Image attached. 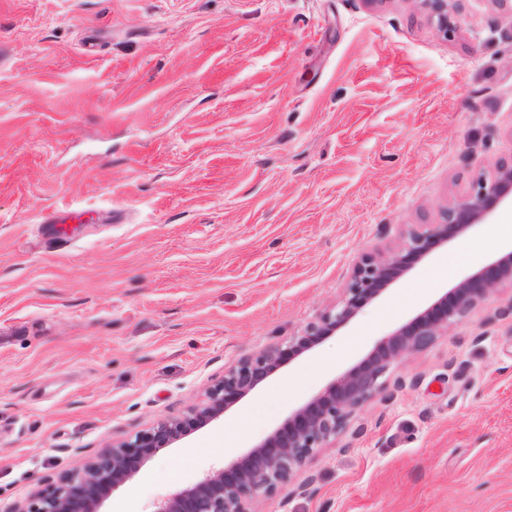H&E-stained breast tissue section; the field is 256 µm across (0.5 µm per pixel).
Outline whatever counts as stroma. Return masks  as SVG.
I'll use <instances>...</instances> for the list:
<instances>
[{
    "label": "stroma",
    "instance_id": "stroma-1",
    "mask_svg": "<svg viewBox=\"0 0 512 512\" xmlns=\"http://www.w3.org/2000/svg\"><path fill=\"white\" fill-rule=\"evenodd\" d=\"M448 19L425 0H0L1 504L187 413L338 304L364 255L445 223L512 162V12L463 0ZM59 208L77 217L55 240ZM492 229L512 236V206L219 420L132 460L102 512H155L240 460L487 268L495 251L473 243ZM511 302L500 284L393 361L253 512H512Z\"/></svg>",
    "mask_w": 512,
    "mask_h": 512
}]
</instances>
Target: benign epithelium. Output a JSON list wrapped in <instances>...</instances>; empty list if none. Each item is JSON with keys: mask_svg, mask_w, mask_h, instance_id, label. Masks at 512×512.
<instances>
[{"mask_svg": "<svg viewBox=\"0 0 512 512\" xmlns=\"http://www.w3.org/2000/svg\"><path fill=\"white\" fill-rule=\"evenodd\" d=\"M424 2L438 17L443 30H448V0ZM511 196L512 164L503 163L494 174L478 177L471 195L448 209L447 223L410 233L401 251L383 261L365 256L354 268L342 301L289 338L286 347L270 346L226 368L222 379L208 387L203 406L98 452L81 468L61 476L52 488L25 504L11 505L0 512H101L108 494L134 476L129 466L132 458L145 461L191 431L218 420L230 404L250 394L277 370L284 358L310 349L316 341L356 317L365 304L408 271V257L422 259L435 246L447 242L450 226L463 233L484 223ZM492 269L491 275L482 271L460 281L451 290L453 301H448L446 295L441 297L409 325L384 337L366 359L294 411L243 459L216 469L195 485L165 498L155 512H252L255 499L274 498L318 449L344 430L357 408L383 390L380 379L392 361L424 347L438 333L463 319L498 284L512 282V251L493 262Z\"/></svg>", "mask_w": 512, "mask_h": 512, "instance_id": "obj_1", "label": "benign epithelium"}]
</instances>
